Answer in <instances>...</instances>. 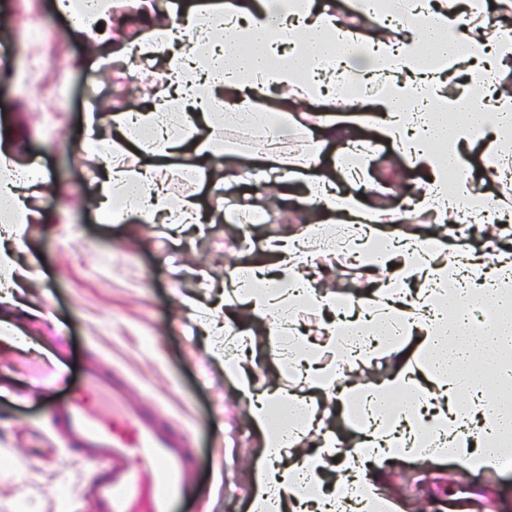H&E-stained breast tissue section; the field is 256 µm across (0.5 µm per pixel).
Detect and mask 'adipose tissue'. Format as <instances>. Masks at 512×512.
<instances>
[{
    "mask_svg": "<svg viewBox=\"0 0 512 512\" xmlns=\"http://www.w3.org/2000/svg\"><path fill=\"white\" fill-rule=\"evenodd\" d=\"M483 14L482 0H400L396 24L401 36L377 32L363 43L334 14L312 9L310 0H253L247 11L237 0H226L222 9L186 17L180 27H155L136 44H115L120 57L137 47L148 57L164 58L169 91L145 110L113 114L107 127L86 140L85 149L103 164L93 198L99 216L125 222L129 212L115 203L130 198L144 223L162 224L171 217L181 224L199 221L194 200L173 199L154 166L115 163L122 143L149 147L162 160L194 140L196 161L190 169L202 173L217 155L208 129L196 126L195 115L220 112L238 124L271 126L274 107L264 101L269 90L332 109L360 108L368 100L336 86H353L366 77L382 82L371 100L381 114L382 132L426 174L418 197L434 223H446L449 214L459 212L487 216L489 201L465 175L466 148L487 137L496 144L512 143V91L497 90L493 110L486 113L472 88L485 79L482 61H512V29L493 39L485 36L476 28ZM224 30L232 45L215 50L209 71H196L194 62L172 49L183 34L193 33L196 43L205 45ZM324 59L336 62L325 76L316 67ZM417 100L431 105L428 116L410 112ZM45 183L36 166L20 165L9 148L0 149V209L10 215L0 225V266L16 271L13 280L0 283L1 301L11 302L17 282L28 274L16 262V248L26 224L38 217L18 188ZM305 197L321 215L338 214L359 225L373 216L391 225L375 248L360 251L362 265L388 275L373 298L342 305L318 280L314 259L324 256L325 243L320 226L311 224L303 239L287 233L271 244L273 272L251 265L234 269L248 311L270 318L277 352L320 391L343 369L371 368L383 346L415 333L422 338L423 364L415 372L350 383L341 393L361 426L353 456L328 486L321 472L339 453L332 436L323 435L317 452H290L293 433L318 425L311 405L293 396L253 394V379L237 353L225 352L224 370L238 378L249 397L251 419L266 437V463L254 475L252 512L287 507L293 512H396L378 486V471L385 461L407 453L423 461L449 455L466 470L501 468L512 455V411L505 405L512 398V228L503 227V243L495 247L496 262L489 268L471 255L439 258L438 244L401 229L399 212L365 208L355 195L336 194L330 185L306 184ZM413 280L439 286L440 292L434 295L428 288L411 294L406 284ZM300 302L335 313L325 329V345L290 330L292 307ZM475 302L488 305L490 316L482 329L472 331L468 324ZM488 375L497 393L491 404L483 398Z\"/></svg>",
    "mask_w": 512,
    "mask_h": 512,
    "instance_id": "1",
    "label": "adipose tissue"
}]
</instances>
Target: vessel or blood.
Listing matches in <instances>:
<instances>
[{"instance_id":"1","label":"vessel or blood","mask_w":512,"mask_h":512,"mask_svg":"<svg viewBox=\"0 0 512 512\" xmlns=\"http://www.w3.org/2000/svg\"><path fill=\"white\" fill-rule=\"evenodd\" d=\"M82 387L104 398L123 419L122 427H115L94 413L83 394L52 414L66 451L95 470L84 491L94 512H177L188 497L186 434L161 427L155 415L140 411L128 385L101 365L85 368Z\"/></svg>"}]
</instances>
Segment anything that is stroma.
Segmentation results:
<instances>
[{"label":"stroma","mask_w":512,"mask_h":512,"mask_svg":"<svg viewBox=\"0 0 512 512\" xmlns=\"http://www.w3.org/2000/svg\"><path fill=\"white\" fill-rule=\"evenodd\" d=\"M0 139L21 161L40 166L47 188L29 195L33 210L46 214L27 227L22 254L35 255L23 290L24 303L39 317L22 320L27 350L0 345V512H93L81 488L93 468L67 453L48 431L54 403L70 398L91 362L118 370L130 383L135 403L152 408L189 436L194 447L187 512H250L252 473L265 462V437L249 416V400L224 372L221 340L206 335L210 316L237 322L254 356L252 375L261 388L300 390L343 448L355 442L356 418L335 397L299 388L282 366L267 334V323L225 291V277L236 265L270 263V242L283 232H301L308 210L302 195L277 214L261 180L234 186L223 176L195 180L180 165L161 167L158 175L173 196L195 199L202 213L223 211L216 223L144 224L130 214L121 224L102 223L93 205L98 169L95 153L82 150L91 124L105 114L136 112L165 91L162 71L131 79L114 67L111 41H92L55 0H32L54 44L19 41L17 0H0ZM70 61L65 72L50 63L55 53ZM97 81L98 99L84 97L87 82ZM66 84L65 102L55 88ZM40 92L37 102L29 90ZM277 107L288 123L274 148L292 162L318 151L317 165L301 171V181L333 183L340 193L354 192L348 171L386 174L393 190L365 194L367 206L392 210L417 195L422 171L379 129L373 112L361 109L333 116L303 114L286 99ZM336 124L335 140L320 138L325 123ZM363 153H352V145ZM496 157L483 145L468 152V171L476 191L495 199L508 184ZM253 210L270 211L271 221L253 225L250 245H242L234 219L240 200ZM409 231L441 243L448 254L465 252L493 262L481 231L448 236L442 225L414 215ZM326 280L338 299L367 298L378 276L345 266ZM385 482L411 512H449L471 506L476 495L491 497L488 512H512V469L496 473L461 470L449 457L424 462L412 455L393 458Z\"/></svg>","instance_id":"obj_1"}]
</instances>
